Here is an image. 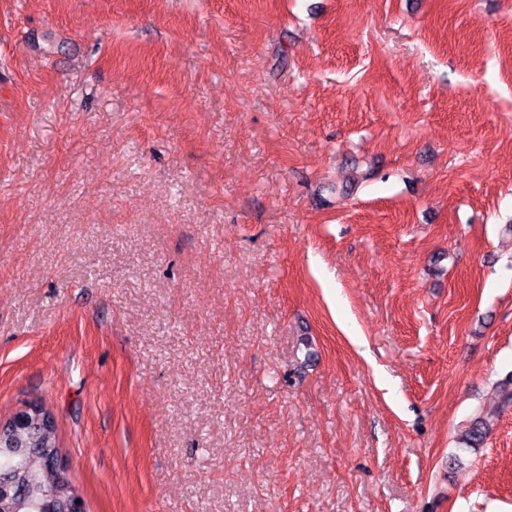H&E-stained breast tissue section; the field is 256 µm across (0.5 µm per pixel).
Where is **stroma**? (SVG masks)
<instances>
[{"label":"stroma","instance_id":"1","mask_svg":"<svg viewBox=\"0 0 512 512\" xmlns=\"http://www.w3.org/2000/svg\"><path fill=\"white\" fill-rule=\"evenodd\" d=\"M512 0H0V419L86 512H512ZM500 384V399L493 408H478L470 416L467 428L461 435V442L466 448H479L484 443L490 430V421L497 417L501 406L512 403V375L506 377ZM13 439L22 445L21 449L48 448L50 450L62 451L56 436L52 434L49 435L47 432L40 434L33 429H25L24 431L20 429L13 435ZM50 445L54 447L50 448Z\"/></svg>","mask_w":512,"mask_h":512}]
</instances>
